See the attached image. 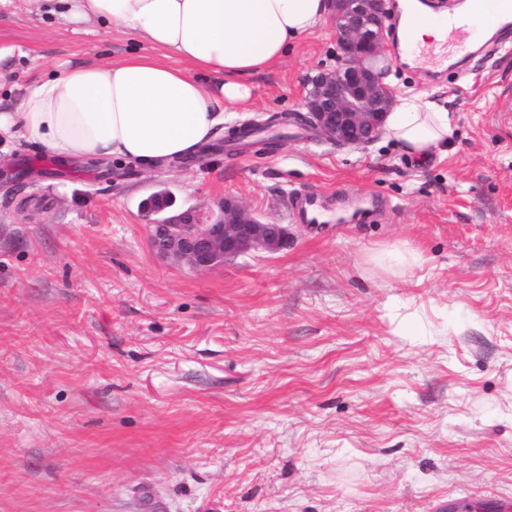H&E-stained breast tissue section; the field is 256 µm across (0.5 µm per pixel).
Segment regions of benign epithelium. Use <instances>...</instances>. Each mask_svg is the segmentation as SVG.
I'll return each instance as SVG.
<instances>
[{"label": "benign epithelium", "instance_id": "1", "mask_svg": "<svg viewBox=\"0 0 512 512\" xmlns=\"http://www.w3.org/2000/svg\"><path fill=\"white\" fill-rule=\"evenodd\" d=\"M388 20V0H332L328 21L336 33V66L311 80L302 113L304 122L331 144L364 147L384 132L395 92L369 61L386 53ZM148 230L158 257L201 271L242 254L277 252L292 240L288 225L258 217L230 197L215 211L188 208L153 220Z\"/></svg>", "mask_w": 512, "mask_h": 512}]
</instances>
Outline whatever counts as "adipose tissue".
Instances as JSON below:
<instances>
[{
	"label": "adipose tissue",
	"instance_id": "ef3b65f1",
	"mask_svg": "<svg viewBox=\"0 0 512 512\" xmlns=\"http://www.w3.org/2000/svg\"><path fill=\"white\" fill-rule=\"evenodd\" d=\"M69 21L123 27L146 49L109 64H63L30 87L20 111H0V139H22L69 160L133 163L151 172L218 139L224 115L245 108L248 78L282 62L327 21L331 0H65ZM419 48L442 61L450 27L420 0H403ZM452 116L401 97L385 133L426 162L448 148Z\"/></svg>",
	"mask_w": 512,
	"mask_h": 512
}]
</instances>
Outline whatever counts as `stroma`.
I'll return each instance as SVG.
<instances>
[{
	"label": "stroma",
	"mask_w": 512,
	"mask_h": 512,
	"mask_svg": "<svg viewBox=\"0 0 512 512\" xmlns=\"http://www.w3.org/2000/svg\"><path fill=\"white\" fill-rule=\"evenodd\" d=\"M61 0H0V110L64 62L143 46ZM453 116L420 164L310 128L148 173L0 141V512H498L512 503V42L464 82L388 54ZM324 24L251 78L225 129L301 111ZM227 196L288 249L200 272L156 257L145 204ZM316 194L355 222L299 223ZM418 250L400 277L373 259ZM291 204L295 208L296 215L301 223L312 224L317 218L318 208L322 201L316 196L292 197Z\"/></svg>",
	"instance_id": "1"
}]
</instances>
